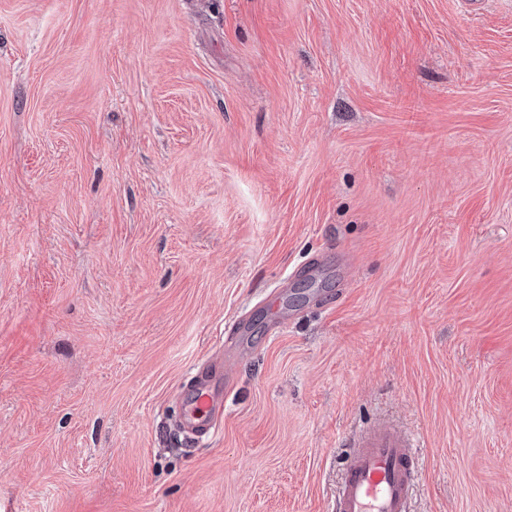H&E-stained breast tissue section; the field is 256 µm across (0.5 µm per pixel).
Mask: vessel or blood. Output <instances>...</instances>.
I'll use <instances>...</instances> for the list:
<instances>
[{
  "label": "vessel or blood",
  "instance_id": "b4317fda",
  "mask_svg": "<svg viewBox=\"0 0 512 512\" xmlns=\"http://www.w3.org/2000/svg\"><path fill=\"white\" fill-rule=\"evenodd\" d=\"M223 411L217 379L202 376L186 392L180 423L190 433H206ZM347 446L333 512H409L418 477L415 442L384 423L349 439Z\"/></svg>",
  "mask_w": 512,
  "mask_h": 512
}]
</instances>
